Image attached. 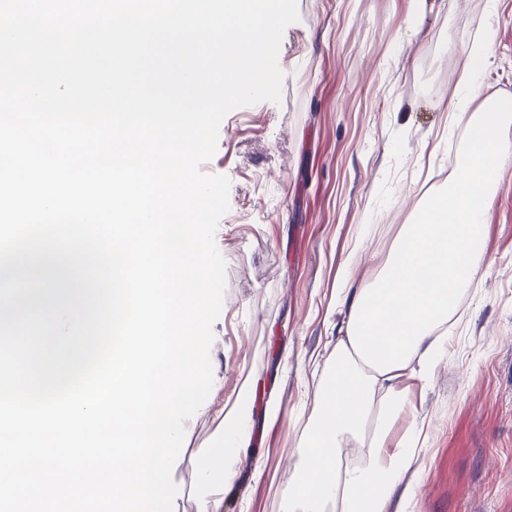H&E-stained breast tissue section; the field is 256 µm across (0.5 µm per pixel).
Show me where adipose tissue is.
I'll return each instance as SVG.
<instances>
[{"label": "adipose tissue", "instance_id": "adipose-tissue-1", "mask_svg": "<svg viewBox=\"0 0 512 512\" xmlns=\"http://www.w3.org/2000/svg\"><path fill=\"white\" fill-rule=\"evenodd\" d=\"M471 125L458 174L434 197L416 223L407 225L382 275L372 287L348 284L345 337L336 345L314 398L312 420L301 442L303 476L288 493L289 512H323L339 499L343 512H388L400 483L401 463L418 443L412 428L395 454L385 446L409 401L405 376L428 380L445 353L441 329L461 293L481 270L491 185L512 165V101H483ZM364 448L354 469L341 470L345 445Z\"/></svg>", "mask_w": 512, "mask_h": 512}]
</instances>
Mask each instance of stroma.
Returning <instances> with one entry per match:
<instances>
[{"instance_id":"stroma-1","label":"stroma","mask_w":512,"mask_h":512,"mask_svg":"<svg viewBox=\"0 0 512 512\" xmlns=\"http://www.w3.org/2000/svg\"><path fill=\"white\" fill-rule=\"evenodd\" d=\"M282 35L280 102L228 113L202 169L230 181L213 354L224 406L253 429L224 512H285L324 362L347 309L346 264L371 282L405 225L444 192L467 146L462 62L487 52L482 96L512 99V0H296ZM426 443L390 512H512V165L500 171L478 279L447 324L431 379L408 381Z\"/></svg>"}]
</instances>
